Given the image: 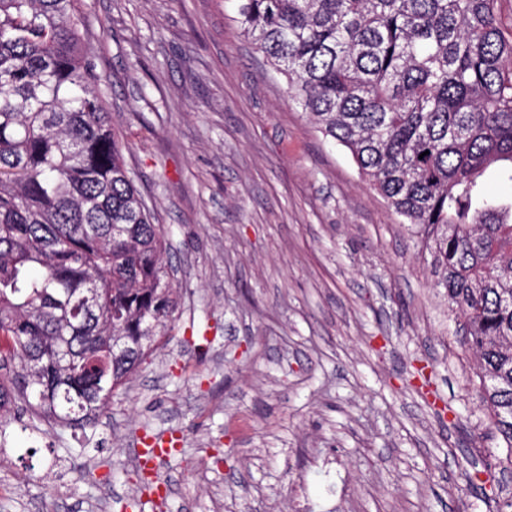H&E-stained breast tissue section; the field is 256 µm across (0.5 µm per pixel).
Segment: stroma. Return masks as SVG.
Here are the masks:
<instances>
[{
	"label": "stroma",
	"instance_id": "35a3bbf8",
	"mask_svg": "<svg viewBox=\"0 0 512 512\" xmlns=\"http://www.w3.org/2000/svg\"><path fill=\"white\" fill-rule=\"evenodd\" d=\"M82 12L179 307L95 424L0 431V512H496L512 453L424 227L289 104L236 0ZM144 448H138V457L143 464L155 466L160 461L169 457L170 448L177 447L173 437L150 438L143 443Z\"/></svg>",
	"mask_w": 512,
	"mask_h": 512
}]
</instances>
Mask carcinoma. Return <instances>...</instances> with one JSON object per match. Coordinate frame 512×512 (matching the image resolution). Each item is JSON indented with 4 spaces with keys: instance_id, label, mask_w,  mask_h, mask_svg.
I'll use <instances>...</instances> for the list:
<instances>
[{
    "instance_id": "obj_1",
    "label": "carcinoma",
    "mask_w": 512,
    "mask_h": 512,
    "mask_svg": "<svg viewBox=\"0 0 512 512\" xmlns=\"http://www.w3.org/2000/svg\"><path fill=\"white\" fill-rule=\"evenodd\" d=\"M81 0H0V427L11 405L94 422L174 322L168 242L82 48ZM288 97L405 224L480 360L512 451V35L499 0H238Z\"/></svg>"
}]
</instances>
